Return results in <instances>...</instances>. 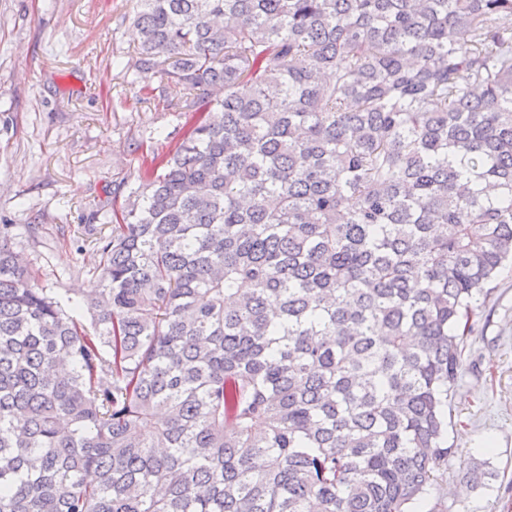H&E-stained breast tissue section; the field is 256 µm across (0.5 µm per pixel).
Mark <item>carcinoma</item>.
I'll return each mask as SVG.
<instances>
[{"label": "carcinoma", "instance_id": "1", "mask_svg": "<svg viewBox=\"0 0 512 512\" xmlns=\"http://www.w3.org/2000/svg\"><path fill=\"white\" fill-rule=\"evenodd\" d=\"M135 24L191 122L91 240L86 296L0 225V512H412L512 262V0Z\"/></svg>", "mask_w": 512, "mask_h": 512}]
</instances>
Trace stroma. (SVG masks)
Instances as JSON below:
<instances>
[{"label":"stroma","mask_w":512,"mask_h":512,"mask_svg":"<svg viewBox=\"0 0 512 512\" xmlns=\"http://www.w3.org/2000/svg\"><path fill=\"white\" fill-rule=\"evenodd\" d=\"M137 0H0V218L40 286L66 295L96 286L86 242L93 210L139 180L142 155L168 153L185 118L181 85L146 96L133 65ZM476 329L450 397L454 458L419 512H512V263L477 302ZM481 467L484 484L468 470Z\"/></svg>","instance_id":"obj_1"}]
</instances>
